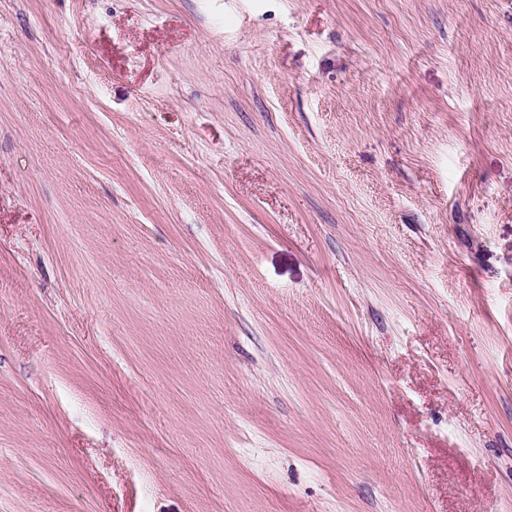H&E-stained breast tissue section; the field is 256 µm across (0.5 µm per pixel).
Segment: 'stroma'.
Listing matches in <instances>:
<instances>
[{"label":"stroma","instance_id":"1","mask_svg":"<svg viewBox=\"0 0 512 512\" xmlns=\"http://www.w3.org/2000/svg\"><path fill=\"white\" fill-rule=\"evenodd\" d=\"M0 512H512V0H0Z\"/></svg>","mask_w":512,"mask_h":512}]
</instances>
